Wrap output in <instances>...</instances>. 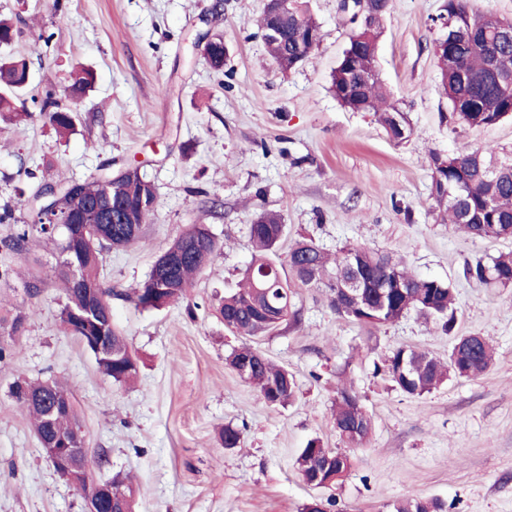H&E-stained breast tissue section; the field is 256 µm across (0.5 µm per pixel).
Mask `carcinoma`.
<instances>
[{
  "label": "carcinoma",
  "instance_id": "1",
  "mask_svg": "<svg viewBox=\"0 0 512 512\" xmlns=\"http://www.w3.org/2000/svg\"><path fill=\"white\" fill-rule=\"evenodd\" d=\"M390 0H373L367 22L356 23L349 36L348 46L332 78V91L338 102L353 112H372L393 141L400 143L409 138L413 127L407 113L395 112L387 103L382 82L376 72L377 39L381 22L389 12ZM444 11L456 18V43L448 55H435L441 84L457 123L463 128H484L512 118V44L499 43L502 20L488 14L473 12L468 0H446ZM277 36H263L269 54L277 68L286 73L304 62L313 53V41L320 27L312 17L307 0H297L294 10L278 21ZM224 43L206 47V59L217 72L224 69ZM28 63L23 58L0 57V117L12 120L21 115L15 106L20 92L28 87ZM94 73L80 69L71 73L72 93L84 97L93 87ZM36 104L49 121L62 133L74 129L70 110L61 107L55 90L46 89ZM512 166V152H499L489 145L465 146L446 155L430 156L432 185L438 188L433 196L437 218L443 224H456L467 234L481 239H507L512 237V172L494 180L488 168L493 164ZM59 188H74L86 205L80 209V221L87 229L88 239L76 242L69 255L70 264L56 265L54 277L61 284L64 302L60 321L72 336H105L109 354L96 355L93 342L83 347L95 354L98 369L113 382L125 384L138 373V363L126 338L112 323V317L85 326L75 319L74 313L83 311L89 303L88 292L103 291L112 298L113 289L101 280L103 251L125 248L140 241L145 222L157 202L152 181L136 170L127 171L119 194L134 220L132 224H114L112 232L99 238L96 232L102 224L101 211L96 202L106 196L107 184L98 175L83 181L58 177L39 186L32 195L19 191L16 206L0 208V224L14 225L13 232L0 239V250L15 255L27 254L31 244L44 242L59 251L61 237L58 225L46 215H36L29 224L18 223L15 207H30L31 201L41 194ZM286 233L280 215L259 214L249 226L254 248L251 262L243 272L237 286L224 293L217 312L224 326L244 337L263 336L282 323H299L295 309L296 289L322 288L328 306L342 318L360 325H382L395 322L409 312H415L449 331L457 322V309L452 285L438 278L419 277L410 272L401 260L360 245L342 248L334 254L324 251L313 239L302 238L290 251L301 246L311 252L306 270L283 273V265L275 264L272 255ZM224 244L217 240L202 224H193L177 236L164 250L176 259L171 277L164 284L157 269L133 289L128 298L145 310H160L177 304L187 297L195 277L212 266L223 255ZM349 260L359 264L365 280L374 287L389 289L402 285V291L388 296L387 306L374 313L342 309L337 300L336 280L340 269ZM466 276L479 284L492 288L512 287V251L501 252L488 262L478 261L467 267ZM7 303L0 302V329L10 339L22 335L28 316L12 313ZM453 349L456 362H445L426 352L399 347L390 352L383 362L384 374L405 395L420 398L436 389L447 379L475 378L492 364L494 350L488 341L477 334L461 336ZM248 363V376L244 382L253 386L270 406H284L295 395L296 382L287 369L270 361L258 349L242 344L231 350L226 363L233 372ZM13 397L28 414L39 442L57 434L72 431L78 418L67 387L59 380L17 382ZM68 402V408L47 427L45 407L55 401ZM336 432L351 447H360L372 432V421L361 403V396L351 386L338 389L333 408ZM302 477L316 467L324 469L325 477L341 478L353 465V458L324 447L317 439L310 440L296 460ZM112 490L119 495L121 512H136L134 487L128 478L119 474L109 479ZM394 512H446L444 503L437 498L407 499L394 505Z\"/></svg>",
  "mask_w": 512,
  "mask_h": 512
}]
</instances>
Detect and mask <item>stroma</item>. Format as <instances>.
Masks as SVG:
<instances>
[{"mask_svg": "<svg viewBox=\"0 0 512 512\" xmlns=\"http://www.w3.org/2000/svg\"><path fill=\"white\" fill-rule=\"evenodd\" d=\"M62 9H55V2ZM0 0L18 30L0 55L27 59L29 92L63 91L74 67L90 68L93 90L76 104L75 129L59 133L31 101L27 117L0 127V205L59 175L84 179L104 163L139 167L157 189L141 242L105 251L101 279L120 290L112 320L139 360L129 386L104 376L59 323L61 289L48 250L5 257L41 279L0 295L28 322L14 358L0 362V512H84L79 491L43 455L28 416L9 393L18 379L63 381L86 436L93 480L121 473L136 487L137 512H302L334 498L332 512H392L397 501L434 497L447 512H512V288H485L466 265L512 251V238L478 239L436 220L432 153L469 144L512 150V120L464 129L450 120L433 42L445 0H392L377 42V67L412 135L391 141L370 112H352L331 91L351 25L341 0H309L321 41L281 72L258 26L263 0ZM223 35V71L196 43ZM280 215L281 252L304 235L325 250L362 245L403 259L419 276L449 281L458 324L445 333L415 313L365 329L336 315L320 292L295 298L299 324H282L254 345L288 369L296 394L267 406L227 366L241 344L215 308L249 264V226ZM224 243L187 299L142 310L125 295L188 225ZM479 334L494 348L489 370L449 379L411 398L374 365L397 347L447 357L456 337ZM353 383L372 419L363 447L348 449L332 423L336 390ZM241 430L227 449L225 425ZM351 450L355 463L335 486L308 485L296 458L309 440ZM105 466H97L99 457Z\"/></svg>", "mask_w": 512, "mask_h": 512, "instance_id": "35a3bbf8", "label": "stroma"}]
</instances>
